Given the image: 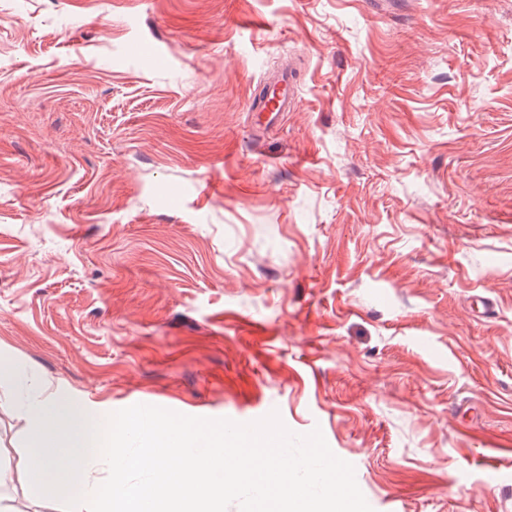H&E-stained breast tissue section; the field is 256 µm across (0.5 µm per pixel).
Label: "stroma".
Instances as JSON below:
<instances>
[{
	"label": "stroma",
	"instance_id": "1",
	"mask_svg": "<svg viewBox=\"0 0 512 512\" xmlns=\"http://www.w3.org/2000/svg\"><path fill=\"white\" fill-rule=\"evenodd\" d=\"M0 359L321 428L374 512H512V0H0ZM277 90L279 91V98L277 106L268 107L266 99H263V91ZM298 101V86L295 82L294 76L291 72H282L271 86H264L259 89L254 99L249 103V112H268L266 125L273 124L280 117L283 112L291 111L297 105Z\"/></svg>",
	"mask_w": 512,
	"mask_h": 512
}]
</instances>
